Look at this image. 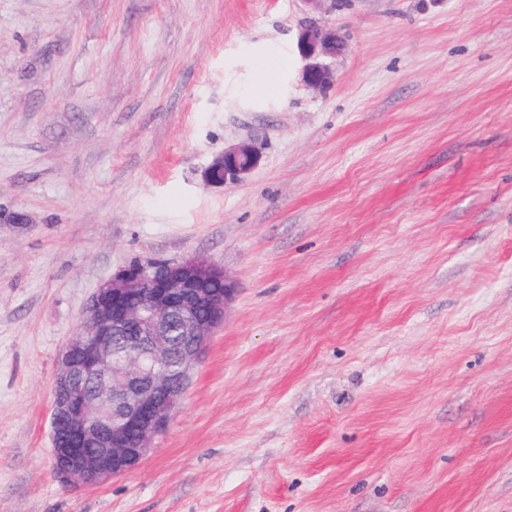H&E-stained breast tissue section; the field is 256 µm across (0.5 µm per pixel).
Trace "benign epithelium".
I'll return each instance as SVG.
<instances>
[{"mask_svg": "<svg viewBox=\"0 0 512 512\" xmlns=\"http://www.w3.org/2000/svg\"><path fill=\"white\" fill-rule=\"evenodd\" d=\"M297 44L307 61L304 82L318 90L328 86L322 58L336 52V36L308 26ZM260 161L256 146L234 145L211 162L204 178L240 181ZM210 283L224 288L212 290ZM235 294L236 282L224 268L195 256L133 261L96 289L54 381L49 432L62 478L94 486L140 465L171 421Z\"/></svg>", "mask_w": 512, "mask_h": 512, "instance_id": "1", "label": "benign epithelium"}]
</instances>
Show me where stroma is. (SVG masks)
<instances>
[{"instance_id": "stroma-1", "label": "stroma", "mask_w": 512, "mask_h": 512, "mask_svg": "<svg viewBox=\"0 0 512 512\" xmlns=\"http://www.w3.org/2000/svg\"><path fill=\"white\" fill-rule=\"evenodd\" d=\"M188 256L237 292L167 431L62 481L91 295ZM0 512H512V0H0ZM300 56L307 61L302 70L304 82L313 89H323L331 82V74L322 58L336 52V36L318 26L304 28L298 37ZM261 161L259 149L249 143H241L224 149L204 172L207 182L222 184L240 181L255 169Z\"/></svg>"}]
</instances>
